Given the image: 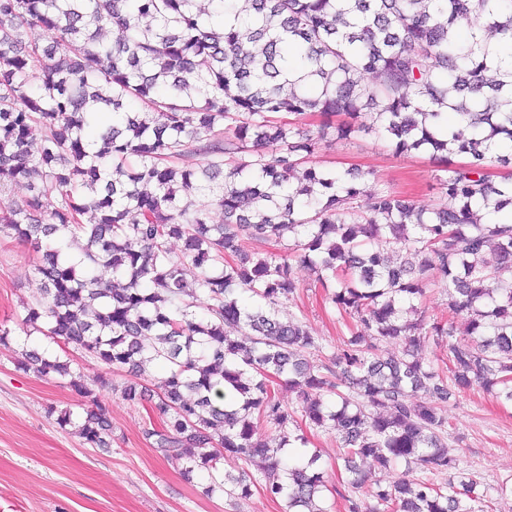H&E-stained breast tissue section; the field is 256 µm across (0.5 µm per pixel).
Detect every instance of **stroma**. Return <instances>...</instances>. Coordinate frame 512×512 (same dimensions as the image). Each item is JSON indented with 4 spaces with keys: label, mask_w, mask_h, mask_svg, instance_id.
I'll use <instances>...</instances> for the list:
<instances>
[{
    "label": "stroma",
    "mask_w": 512,
    "mask_h": 512,
    "mask_svg": "<svg viewBox=\"0 0 512 512\" xmlns=\"http://www.w3.org/2000/svg\"><path fill=\"white\" fill-rule=\"evenodd\" d=\"M313 162L341 173L372 171L368 188H389L421 208L442 201L428 155H395L391 143L373 132L323 143ZM292 276L298 290L289 310L318 338L321 358H328L349 337L350 321L333 310L310 267L293 263ZM39 288L28 250L10 239L0 241V324L12 331L10 349L0 350V512H283L282 502L262 493L261 460L227 464L219 473L199 469L187 478L182 463L166 459L145 440L164 365L151 371L148 399L134 404L120 392L131 381L130 373H115L111 387H99L97 378L106 368L97 359L62 340L27 334L25 305ZM31 349L68 355L71 377L81 378L100 397L112 425L111 447H88L73 425H58L64 412L80 420L89 401L71 386V377L21 370L19 363ZM308 438L309 452L319 456L318 467L339 489L327 498L331 512H346V497L360 498L364 492L348 483L340 442L322 430L309 432ZM448 445L459 459L449 479L475 480L479 489L492 491L488 512H512V402L477 387L454 393L448 401ZM242 473L251 484L249 497L213 490V482Z\"/></svg>",
    "instance_id": "35a3bbf8"
}]
</instances>
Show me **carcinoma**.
I'll use <instances>...</instances> for the list:
<instances>
[{
	"label": "carcinoma",
	"instance_id": "carcinoma-1",
	"mask_svg": "<svg viewBox=\"0 0 512 512\" xmlns=\"http://www.w3.org/2000/svg\"><path fill=\"white\" fill-rule=\"evenodd\" d=\"M215 2L231 21L220 33L196 0H0V192L40 177L23 201L0 198V239L36 255L42 285L24 324L110 372L165 363L160 425L144 436L187 473L261 459L263 493L284 512H330L317 505L327 488L317 455L292 465L282 455L309 444L297 411L339 435L354 488L361 462L456 469L444 440L451 388L512 401V224L497 219L512 176L489 174L512 163V69L478 37L488 28L512 42V0ZM35 30L52 46L24 39ZM126 101L143 112L122 111ZM280 112L296 121L272 120ZM362 131L441 163L444 202L426 211L366 191L364 172L311 166L292 181L322 141ZM270 143L278 153L264 152ZM187 152L203 157L201 172L174 165ZM250 239L277 249L251 253ZM296 259L355 322L319 366L307 354L323 346L281 313ZM431 279L448 288L452 313L430 324L448 337L445 370L419 353L425 317L413 301ZM228 324L251 331V344ZM382 343L400 354L382 357ZM22 366L70 373L69 361L36 350ZM284 385L297 392L295 412ZM73 386L93 405L77 434L109 447L97 396ZM261 423L277 446L256 436ZM486 497L472 481L402 477L343 499L347 512H487Z\"/></svg>",
	"mask_w": 512,
	"mask_h": 512
}]
</instances>
